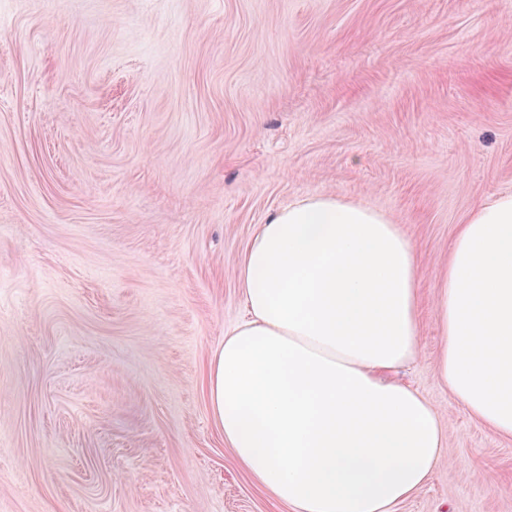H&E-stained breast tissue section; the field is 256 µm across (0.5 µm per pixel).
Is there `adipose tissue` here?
I'll use <instances>...</instances> for the list:
<instances>
[{
  "instance_id": "obj_1",
  "label": "adipose tissue",
  "mask_w": 512,
  "mask_h": 512,
  "mask_svg": "<svg viewBox=\"0 0 512 512\" xmlns=\"http://www.w3.org/2000/svg\"><path fill=\"white\" fill-rule=\"evenodd\" d=\"M421 267L399 225L309 195L259 225L240 264L248 317L207 368L215 425L291 512H390L444 457L438 409L387 375L419 355ZM441 382L512 437V193L479 205L439 283Z\"/></svg>"
}]
</instances>
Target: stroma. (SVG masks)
Listing matches in <instances>:
<instances>
[{"instance_id": "1", "label": "stroma", "mask_w": 512, "mask_h": 512, "mask_svg": "<svg viewBox=\"0 0 512 512\" xmlns=\"http://www.w3.org/2000/svg\"><path fill=\"white\" fill-rule=\"evenodd\" d=\"M512 191V0H0V512H289L204 378L289 202L399 224L446 459L393 512H512V439L437 374L460 224Z\"/></svg>"}]
</instances>
